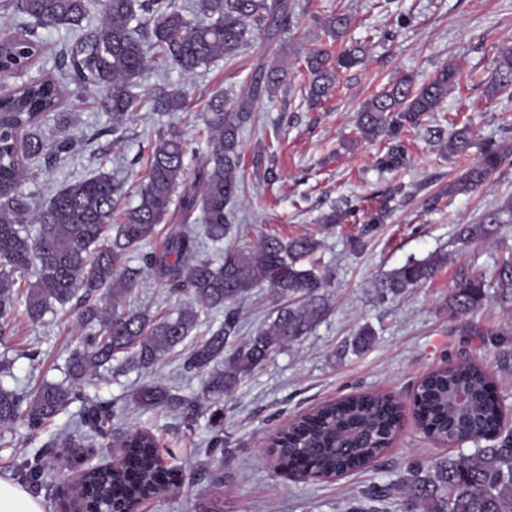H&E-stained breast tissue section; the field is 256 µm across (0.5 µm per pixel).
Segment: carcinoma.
<instances>
[{
	"label": "carcinoma",
	"mask_w": 512,
	"mask_h": 512,
	"mask_svg": "<svg viewBox=\"0 0 512 512\" xmlns=\"http://www.w3.org/2000/svg\"><path fill=\"white\" fill-rule=\"evenodd\" d=\"M0 7L43 29L74 34L59 53L58 69L80 89L96 93L116 134L151 101L166 111L190 107L178 92L157 98L143 87L147 70L161 65L190 74L232 60L254 40L257 28L270 42L282 36L293 23L296 4L192 0L184 9L176 0H104L95 26L83 25L87 0H3ZM348 26L346 15L328 16L324 28L338 49L314 48L305 57L312 77L308 98L313 102L329 96L340 73L363 59L362 46L343 40ZM43 51L36 33L23 26L0 34V85L29 71ZM492 64L486 87L490 98L512 90V46L500 48ZM282 82L280 68H261L231 112L224 110V92L210 97L203 114L208 130L205 152L193 181H188L185 164L190 142L174 127L161 128L152 141L135 205L125 204L129 191L124 183L100 166L94 175L54 192L37 212L20 190L26 163H54L74 151L81 139L65 130L49 143L41 134L48 121L63 128L69 124L67 114L60 111L62 83L57 77L42 73L0 95V336L13 335L21 303L33 323L53 305L70 304L85 329L67 358L62 380L45 381L30 390L0 383L1 430L21 423L37 432L79 401L80 437L53 438L44 447H112L116 410L108 401L86 396L92 377L101 368L117 375L152 368L191 336L201 316L222 311L224 321L196 339L183 361L185 371L206 377L202 396L213 406L209 447L217 451L224 447V396L274 353L328 319L331 305L321 290L331 287L332 275L311 261L320 246L314 236L283 239L261 234L254 243L225 249L217 263L204 251V241L219 243L231 233L232 204L244 182L241 131L251 121L256 103L275 97ZM462 82L463 68L453 63L441 66L422 84L410 75L399 77L359 108L357 138L389 140L380 167L406 165L404 139L425 118L441 111L448 92ZM428 132L449 154L465 153L474 144L467 126L447 137L440 127ZM506 162L512 164V147L486 144L480 161L448 185V194L481 186ZM173 210L183 229L169 236L162 251L141 254L142 266L128 265L129 254L149 242ZM505 224H512V197L475 223L461 225L457 240L467 244L489 239ZM439 266L438 259L409 262L380 280L378 295L384 299L403 294L431 279ZM31 269L35 279L27 282L25 292H17V278ZM146 270L171 292L188 296V302L173 313L131 307L127 299ZM260 287L268 288L280 306L254 335L240 340L236 305ZM484 288L481 277L460 271L448 296L451 313H474L483 304ZM495 288L500 303H512L511 260L498 269ZM120 354L125 355L121 361ZM414 400L419 427L435 440H483L486 445L431 465L415 462L402 484L364 495L349 512H380L375 503L389 499L399 500L401 512H512V428L502 424V407L487 371L467 361L449 364L419 382ZM129 401L146 411L174 412L189 427L203 413L199 397L160 382L140 386ZM400 419V406L392 397L359 393L295 418L279 430L272 447L281 466L293 467L297 477L335 478L369 465L374 460L371 449L389 448ZM119 447L124 455L119 466H97L82 473L86 512H137L141 500L181 482V469L164 463L151 431L130 432ZM21 474L32 487H40L42 457L25 459Z\"/></svg>",
	"instance_id": "cac0c4a2"
}]
</instances>
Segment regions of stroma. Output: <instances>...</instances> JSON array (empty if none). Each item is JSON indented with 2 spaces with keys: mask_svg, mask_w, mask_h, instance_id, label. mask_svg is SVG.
Returning <instances> with one entry per match:
<instances>
[{
  "mask_svg": "<svg viewBox=\"0 0 512 512\" xmlns=\"http://www.w3.org/2000/svg\"><path fill=\"white\" fill-rule=\"evenodd\" d=\"M290 30L275 43L260 40L242 50L232 63L209 70L159 75L147 71L145 88L181 91L192 106L164 114L139 112L122 133H111L103 112L75 85H67L62 109L83 142L52 167L29 162L23 186L36 203L56 190L93 174L98 166L124 178L134 189L146 169L154 131L169 125L184 131L195 147L205 145L207 131L201 109L214 91L223 90L224 107L232 109L248 89L260 64L284 71L273 99L257 103L241 134L245 190L233 203V241L258 233L291 238L314 235L315 254L334 274L326 293L332 306L328 319L300 341L289 343L245 379L224 405V452H206L207 417L186 427L171 412L143 411L130 405L129 394L155 380L186 395L201 393L204 380L183 373L180 353H172L148 372L113 376L99 371L86 391L114 403L117 433L152 431L177 452L182 485L143 501L138 512H197L218 502L224 512H347L353 499L374 488L398 484L416 459L433 461L472 453L474 444L443 446L418 428L412 394L419 380L446 362L475 361L487 367L502 403L504 424L512 427V305L485 300L474 314L452 316L448 293L460 269L493 276L512 259V224L489 240L460 245L458 225L479 216L512 195V164L495 171L479 189L447 195L453 183L473 165L479 145L493 141L512 146V94L488 98L484 83L497 48L512 45V0H299ZM351 19L348 39L366 48L364 65L344 72L322 103L306 98L308 49L329 44L322 20L334 12ZM457 62L473 71L475 83L462 84L448 95L447 108L435 123L445 131L470 124L479 141L463 156L441 153L426 131L409 137V162L396 170L379 168L376 159L387 144L354 141L356 113L362 103L397 77L416 82L443 64ZM384 211L379 230L356 244L367 214ZM332 215V228L319 227ZM441 257L436 275L405 294L380 298L376 284L408 261ZM277 308L267 289L250 292L239 306L240 336L252 335ZM373 333L371 344L357 348L362 329ZM79 340L76 314L59 308L41 322L18 316L13 335L0 337V358L13 363L0 378L9 388L32 387L61 380L71 350ZM356 392L394 395L405 421L394 442L366 469L329 481H303L278 469L263 447L265 438L298 415L324 401ZM79 404L48 422L36 436L24 426L0 432V479L21 482L24 457L42 454L50 478L34 495L44 512H56L65 460L74 449L51 448L47 442L69 430Z\"/></svg>",
  "mask_w": 512,
  "mask_h": 512,
  "instance_id": "35a3bbf8",
  "label": "stroma"
}]
</instances>
